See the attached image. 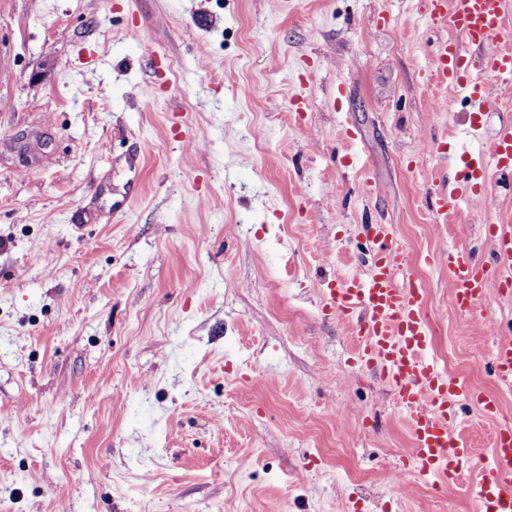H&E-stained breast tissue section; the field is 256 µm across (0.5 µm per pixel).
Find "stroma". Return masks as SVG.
Masks as SVG:
<instances>
[{"mask_svg":"<svg viewBox=\"0 0 512 512\" xmlns=\"http://www.w3.org/2000/svg\"><path fill=\"white\" fill-rule=\"evenodd\" d=\"M442 35L428 0H0V512H478L329 295L371 222L489 258L512 182L431 204L470 120ZM413 271L439 366L499 401L460 414L476 467L512 296L473 319Z\"/></svg>","mask_w":512,"mask_h":512,"instance_id":"stroma-1","label":"stroma"}]
</instances>
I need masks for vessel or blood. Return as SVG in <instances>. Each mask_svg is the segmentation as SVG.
Wrapping results in <instances>:
<instances>
[{
    "label": "vessel or blood",
    "instance_id": "1",
    "mask_svg": "<svg viewBox=\"0 0 512 512\" xmlns=\"http://www.w3.org/2000/svg\"><path fill=\"white\" fill-rule=\"evenodd\" d=\"M430 5L435 24L449 31L437 49L436 77L446 85L467 89L469 133L479 135L485 114L493 108L486 75L512 81V0H456L452 6L447 0H430ZM489 159L484 167L470 153L458 157L457 193H480L490 175L512 177L511 122L492 135ZM373 233L379 248L371 272L350 275L331 292L333 305L357 338L355 361L370 369L381 368L392 386L412 437V462L418 474L442 482L466 475L482 512H512V430L500 429L487 461L466 469L472 450L454 432L458 407L471 399L490 415L498 412L499 405L472 394L462 380L447 376L429 359L425 291L390 227L374 225ZM485 235L490 263H481L461 249L448 256L457 303L471 315L482 310L490 294L512 290V204L495 208ZM493 363L499 382L511 386L512 337L495 343Z\"/></svg>",
    "mask_w": 512,
    "mask_h": 512
}]
</instances>
